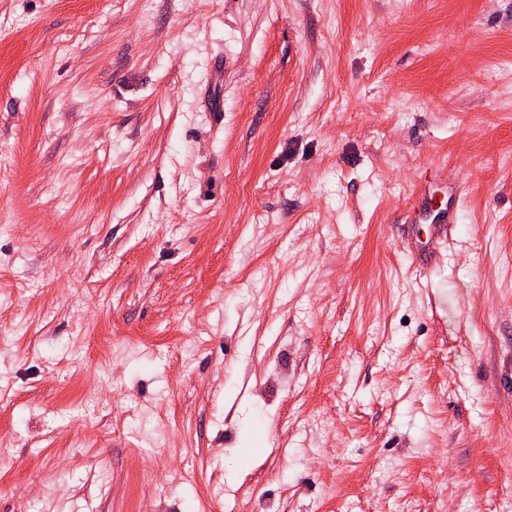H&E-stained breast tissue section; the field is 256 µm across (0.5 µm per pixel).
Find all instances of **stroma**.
I'll return each instance as SVG.
<instances>
[{"instance_id": "stroma-1", "label": "stroma", "mask_w": 512, "mask_h": 512, "mask_svg": "<svg viewBox=\"0 0 512 512\" xmlns=\"http://www.w3.org/2000/svg\"><path fill=\"white\" fill-rule=\"evenodd\" d=\"M509 155L512 0H0V512H512ZM432 217L430 224L433 233L448 235V228H454L456 217L454 211L448 208L430 209L428 207H412L406 212L405 224H423Z\"/></svg>"}]
</instances>
